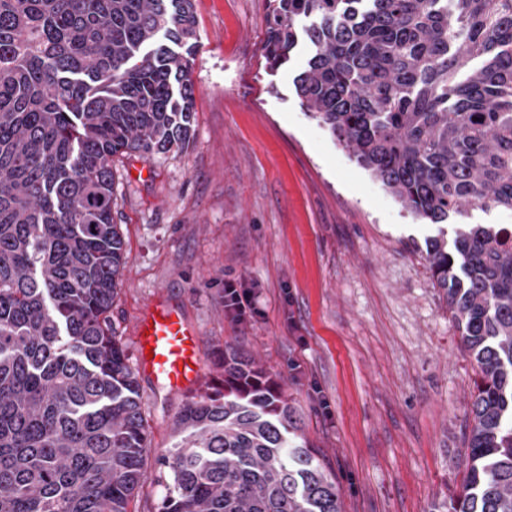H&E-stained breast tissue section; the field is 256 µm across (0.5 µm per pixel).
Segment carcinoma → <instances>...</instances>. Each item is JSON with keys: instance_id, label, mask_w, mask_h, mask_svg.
Here are the masks:
<instances>
[{"instance_id": "1", "label": "carcinoma", "mask_w": 512, "mask_h": 512, "mask_svg": "<svg viewBox=\"0 0 512 512\" xmlns=\"http://www.w3.org/2000/svg\"><path fill=\"white\" fill-rule=\"evenodd\" d=\"M301 107L416 218L477 366L462 491L512 512V0H269L264 58L300 39ZM192 0H0V512H133L149 445L112 324L125 242L112 158L190 142ZM158 512H341L281 386L224 354L186 402ZM455 224H511L512 210L491 208L482 210L479 207H467L462 217Z\"/></svg>"}]
</instances>
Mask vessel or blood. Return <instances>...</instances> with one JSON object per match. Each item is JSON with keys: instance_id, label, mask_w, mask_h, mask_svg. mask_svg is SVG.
I'll return each instance as SVG.
<instances>
[{"instance_id": "vessel-or-blood-1", "label": "vessel or blood", "mask_w": 512, "mask_h": 512, "mask_svg": "<svg viewBox=\"0 0 512 512\" xmlns=\"http://www.w3.org/2000/svg\"><path fill=\"white\" fill-rule=\"evenodd\" d=\"M138 349H151L152 358L141 366L161 378L169 393L181 394L196 387L202 377V336L197 324L183 310L157 296L140 317L136 328Z\"/></svg>"}]
</instances>
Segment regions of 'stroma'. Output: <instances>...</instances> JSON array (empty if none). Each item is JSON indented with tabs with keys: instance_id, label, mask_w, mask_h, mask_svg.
Returning <instances> with one entry per match:
<instances>
[{
	"instance_id": "obj_1",
	"label": "stroma",
	"mask_w": 512,
	"mask_h": 512,
	"mask_svg": "<svg viewBox=\"0 0 512 512\" xmlns=\"http://www.w3.org/2000/svg\"><path fill=\"white\" fill-rule=\"evenodd\" d=\"M193 5L190 146L112 161L126 243L112 322L129 363L138 319L164 294L201 330V386L228 347L277 380L341 512H440L466 477L476 363L428 269L437 229L303 111L307 44L267 69L268 0ZM228 281L252 293L256 316H228ZM138 380L150 448L132 508L157 512V458L186 398Z\"/></svg>"
}]
</instances>
